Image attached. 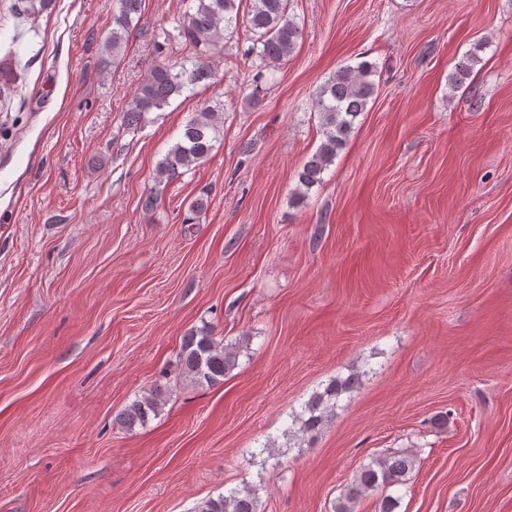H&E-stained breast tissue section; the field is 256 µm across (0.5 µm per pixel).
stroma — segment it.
Segmentation results:
<instances>
[{"label":"stroma","instance_id":"obj_1","mask_svg":"<svg viewBox=\"0 0 512 512\" xmlns=\"http://www.w3.org/2000/svg\"><path fill=\"white\" fill-rule=\"evenodd\" d=\"M0 0V512H194L233 488L259 512H333L360 466L417 453L396 512H512V0H290L303 30L273 78L239 21L191 97L122 126L185 0H143L116 67L117 0ZM465 84L449 78L469 52ZM377 94L302 204L312 101L341 66ZM211 156L156 167L195 112ZM160 190L156 208L142 202ZM203 201L200 214L191 206ZM236 347L223 382L186 378L184 336ZM362 372L316 437L311 397ZM146 427L118 414L154 386Z\"/></svg>","mask_w":512,"mask_h":512}]
</instances>
